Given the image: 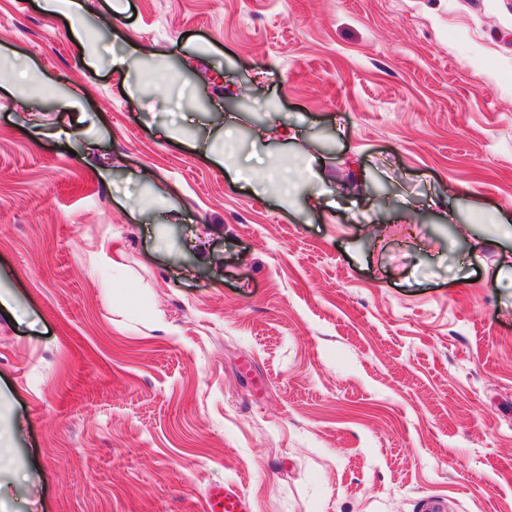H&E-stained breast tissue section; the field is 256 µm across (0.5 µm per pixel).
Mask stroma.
<instances>
[{"mask_svg": "<svg viewBox=\"0 0 512 512\" xmlns=\"http://www.w3.org/2000/svg\"><path fill=\"white\" fill-rule=\"evenodd\" d=\"M82 3L0 0L7 512H512V0ZM45 10L51 13L63 15L69 23L74 35L80 38L85 27V18L82 12L84 6L78 0H42ZM207 510L210 512H248L245 496L234 486H214L209 489Z\"/></svg>", "mask_w": 512, "mask_h": 512, "instance_id": "1", "label": "stroma"}]
</instances>
